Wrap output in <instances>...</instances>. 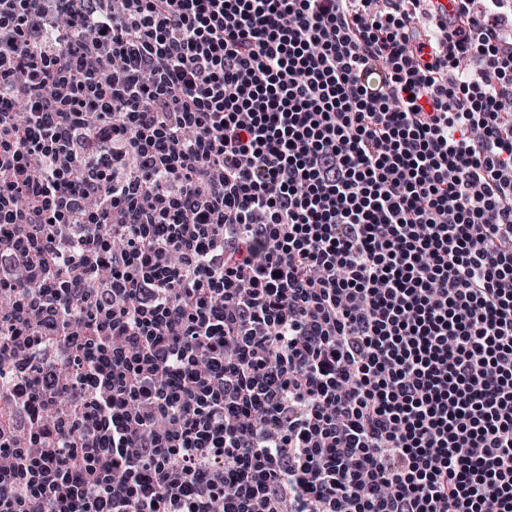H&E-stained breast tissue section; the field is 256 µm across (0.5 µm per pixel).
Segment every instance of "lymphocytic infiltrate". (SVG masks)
Masks as SVG:
<instances>
[{"label":"lymphocytic infiltrate","instance_id":"lymphocytic-infiltrate-1","mask_svg":"<svg viewBox=\"0 0 512 512\" xmlns=\"http://www.w3.org/2000/svg\"><path fill=\"white\" fill-rule=\"evenodd\" d=\"M453 2L0 0V512H512V0Z\"/></svg>","mask_w":512,"mask_h":512}]
</instances>
